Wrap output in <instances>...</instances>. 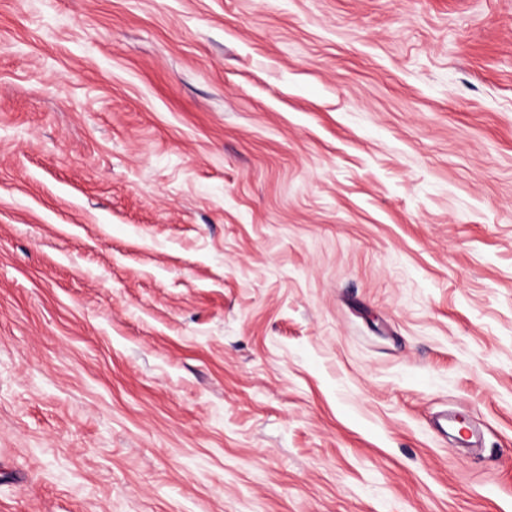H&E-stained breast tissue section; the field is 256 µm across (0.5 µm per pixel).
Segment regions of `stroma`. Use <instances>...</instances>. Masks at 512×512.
I'll list each match as a JSON object with an SVG mask.
<instances>
[{"label":"stroma","instance_id":"obj_1","mask_svg":"<svg viewBox=\"0 0 512 512\" xmlns=\"http://www.w3.org/2000/svg\"><path fill=\"white\" fill-rule=\"evenodd\" d=\"M0 512H512V0H0Z\"/></svg>","mask_w":512,"mask_h":512}]
</instances>
